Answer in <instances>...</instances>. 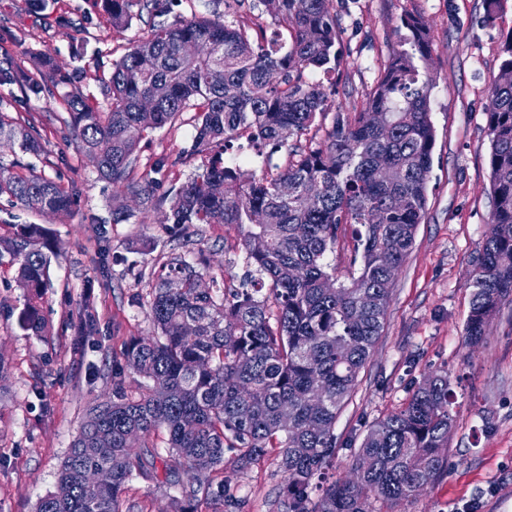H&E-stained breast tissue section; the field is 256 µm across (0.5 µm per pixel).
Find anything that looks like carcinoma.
Here are the masks:
<instances>
[{"label": "carcinoma", "mask_w": 512, "mask_h": 512, "mask_svg": "<svg viewBox=\"0 0 512 512\" xmlns=\"http://www.w3.org/2000/svg\"><path fill=\"white\" fill-rule=\"evenodd\" d=\"M106 0L112 26L124 28L134 2ZM277 29L267 35L253 14L153 23L112 67L106 104L64 94L78 151L96 161L99 177L136 198L144 211L170 204L177 226L224 224L242 234L246 271L241 287L204 278L200 259L168 260L149 283L147 315L154 334L132 340L124 365L112 369V398L90 409L61 463L52 491L36 512H123L126 483L155 477L158 452L149 437L166 433L165 483L181 486L175 512H224L237 505L224 473V452L243 471L270 454L285 475L286 512H392L438 479L448 462L456 394L448 375H431L401 408L376 421L354 454L357 481L328 473L336 454V418L384 330L393 281L425 216L435 131L430 117L434 77L427 62L430 31L417 15L400 18V49L365 102L328 116L324 86L313 72L344 62L336 0H261ZM185 42L198 45L193 58ZM53 67L27 83L54 94ZM230 85L236 94L228 96ZM195 112L193 176L168 197L137 173L138 147L150 132ZM386 115L387 128L369 122ZM493 211L491 235L467 274L469 312L463 344L479 346L492 318L512 301V83L494 79L486 108ZM331 123L310 135L318 118ZM247 139L266 154L263 173L246 174L226 154ZM0 198L38 214H66L72 193L38 169L46 142L31 122L0 113ZM287 149L288 165L272 164ZM355 241L349 273L336 268V248ZM55 244L40 224L0 235V258L17 263L25 303L19 327L42 337ZM293 268L297 276L285 278ZM147 383L132 395L122 374ZM292 411L283 423V407ZM91 468L111 470L89 485Z\"/></svg>", "instance_id": "obj_1"}]
</instances>
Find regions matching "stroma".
<instances>
[{
    "label": "stroma",
    "mask_w": 512,
    "mask_h": 512,
    "mask_svg": "<svg viewBox=\"0 0 512 512\" xmlns=\"http://www.w3.org/2000/svg\"><path fill=\"white\" fill-rule=\"evenodd\" d=\"M260 0H159L165 21L217 17ZM420 15L431 36L429 66L435 145L428 207L414 247L394 284L384 330L360 374V384L339 414L331 474L347 477L353 455L377 419L405 403L432 373L448 374L457 396L448 439L446 472L397 512H512V304L492 320L488 336L471 351L462 342L470 290L465 275L491 228L490 136L487 89L497 76L502 46L512 34V0H340L337 28L344 64L323 76L329 111L362 104L401 37V16ZM153 20L133 17L112 27L104 0H46L34 13L28 0H0V64L14 63L38 79L45 58L69 78L70 89L103 101V83L132 42L146 38ZM0 111L32 119L48 144L40 167L61 178L77 204L65 215H34L0 199V234L12 225H44L55 240L52 286L44 316L49 333L38 338L18 327L24 305L15 268L0 261V512H35L55 486L56 473L90 406L112 393V366L134 336L153 331L141 298L181 241L200 251L208 274L233 287L245 271L241 234L221 224L191 235L169 220L168 206L112 221L111 184L98 178L91 158L76 148L62 122L61 95H34L23 83L0 85ZM194 115L150 133L139 145V172L162 164L158 192L184 183L194 171L186 154ZM93 326L75 342L80 316ZM242 512H284V481L273 458L246 471L224 456ZM177 487L135 475L123 498L140 512H173Z\"/></svg>",
    "instance_id": "1"
}]
</instances>
